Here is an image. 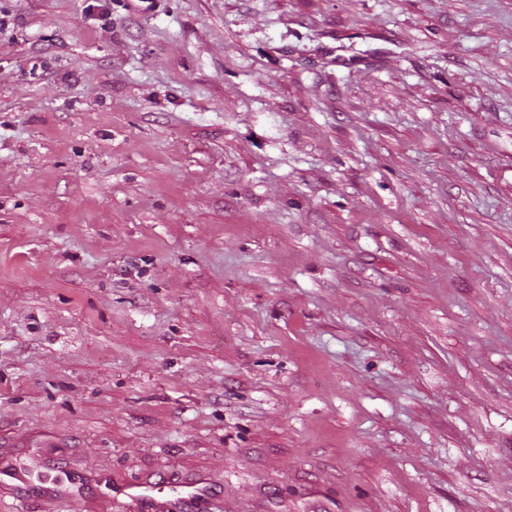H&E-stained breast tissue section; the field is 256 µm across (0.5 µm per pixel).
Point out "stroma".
I'll return each instance as SVG.
<instances>
[{"label":"stroma","instance_id":"1","mask_svg":"<svg viewBox=\"0 0 512 512\" xmlns=\"http://www.w3.org/2000/svg\"><path fill=\"white\" fill-rule=\"evenodd\" d=\"M0 17V458L512 512V0Z\"/></svg>","mask_w":512,"mask_h":512}]
</instances>
